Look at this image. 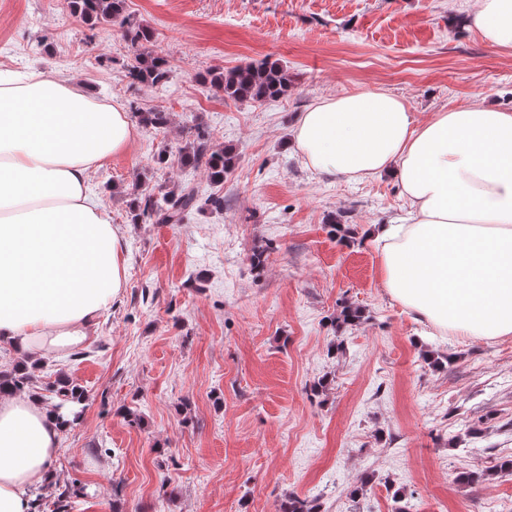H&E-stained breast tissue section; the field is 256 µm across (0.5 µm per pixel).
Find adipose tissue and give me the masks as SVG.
Listing matches in <instances>:
<instances>
[{"label":"adipose tissue","mask_w":512,"mask_h":512,"mask_svg":"<svg viewBox=\"0 0 512 512\" xmlns=\"http://www.w3.org/2000/svg\"><path fill=\"white\" fill-rule=\"evenodd\" d=\"M465 24L486 46L512 48V0H475ZM132 138L118 104L38 71L0 76V341L17 355L86 346L120 296L126 240L88 175ZM292 144L318 172L399 185L407 223L371 230L394 299L445 332L512 335V106L421 121L384 88L346 92L299 113ZM61 432L37 395L0 391V512H37Z\"/></svg>","instance_id":"1"}]
</instances>
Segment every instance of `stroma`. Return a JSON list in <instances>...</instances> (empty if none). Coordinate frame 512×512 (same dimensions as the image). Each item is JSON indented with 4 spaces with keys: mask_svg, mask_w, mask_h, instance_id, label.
<instances>
[{
    "mask_svg": "<svg viewBox=\"0 0 512 512\" xmlns=\"http://www.w3.org/2000/svg\"><path fill=\"white\" fill-rule=\"evenodd\" d=\"M126 13L168 58L165 86L131 83L119 26L84 24L65 0H0L1 72L73 80L137 123L90 175L126 234L125 286L81 357L35 372L44 401L62 376L86 391L43 512L62 492L72 512H278L292 493L321 512H512V474L492 470L512 455V336L415 321L368 234L405 216L398 184L317 173L289 146L296 113L336 93L380 86L422 118L512 102V49H489L454 0H126ZM265 60L291 78L275 101L198 79ZM152 107L166 129L138 124ZM201 129L233 157L218 188L175 159ZM186 180L223 209L130 223L136 193ZM345 305L359 320L337 322ZM471 470L486 479L458 482Z\"/></svg>",
    "mask_w": 512,
    "mask_h": 512,
    "instance_id": "obj_1",
    "label": "stroma"
}]
</instances>
